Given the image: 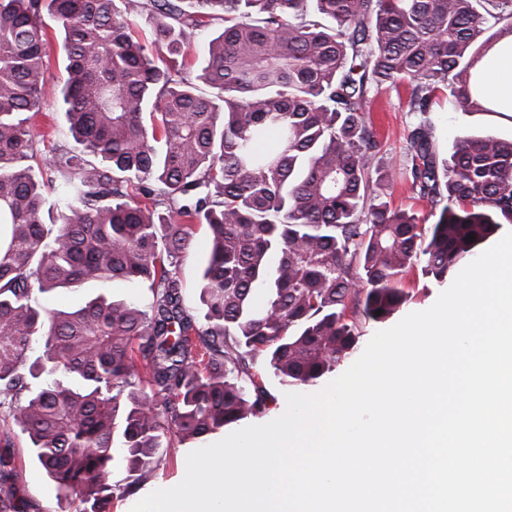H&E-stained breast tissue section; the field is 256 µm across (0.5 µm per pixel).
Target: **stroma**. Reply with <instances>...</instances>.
I'll return each mask as SVG.
<instances>
[{"mask_svg":"<svg viewBox=\"0 0 512 512\" xmlns=\"http://www.w3.org/2000/svg\"><path fill=\"white\" fill-rule=\"evenodd\" d=\"M373 128L382 142L383 148L378 156L380 165L388 168L391 182L388 192L391 204L395 208L414 210L425 223H433L429 207L414 198L410 189V180L406 170L404 156V140L409 126L414 120L406 104L405 92L394 87H385L374 96L367 108ZM431 118L435 127L437 144L442 154H450L456 136L493 135L503 140L512 139V119L492 112H460L448 103L436 106ZM35 136L41 137V151L58 145L70 144L71 138L67 124L57 104V87L48 83L44 89L41 116L34 128ZM208 240L205 236H197L189 256L180 269V277L184 283V296L188 306L196 315H203V306L199 299V271L207 256ZM441 284L423 277L421 272L410 276L409 291L411 298L401 311L387 319L385 324H366L359 339V347H366L373 335L381 326H394L404 315L430 308L442 292ZM17 450L26 448V440L21 433L11 435ZM22 485L26 496L37 501L42 512H73V505L66 499L58 497L52 481L41 465L30 456L22 458Z\"/></svg>","mask_w":512,"mask_h":512,"instance_id":"35a3bbf8","label":"stroma"}]
</instances>
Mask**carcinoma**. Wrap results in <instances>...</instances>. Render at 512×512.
Returning a JSON list of instances; mask_svg holds the SVG:
<instances>
[{"label": "carcinoma", "mask_w": 512, "mask_h": 512, "mask_svg": "<svg viewBox=\"0 0 512 512\" xmlns=\"http://www.w3.org/2000/svg\"><path fill=\"white\" fill-rule=\"evenodd\" d=\"M144 12L152 50L130 28ZM45 14L73 139L47 157L33 134ZM212 22L193 77L191 41ZM511 36L512 0H0V512H41L11 429L74 512H109L120 406L127 493L159 449L265 413L267 375L326 379L362 324L408 301L415 270L442 283L512 224V141L462 135L442 158L430 118L444 93L502 113L477 65ZM387 84L415 116L404 153L427 227L377 192L390 173L366 107ZM199 227L201 319L179 275ZM88 281L149 297L42 302Z\"/></svg>", "instance_id": "carcinoma-1"}]
</instances>
